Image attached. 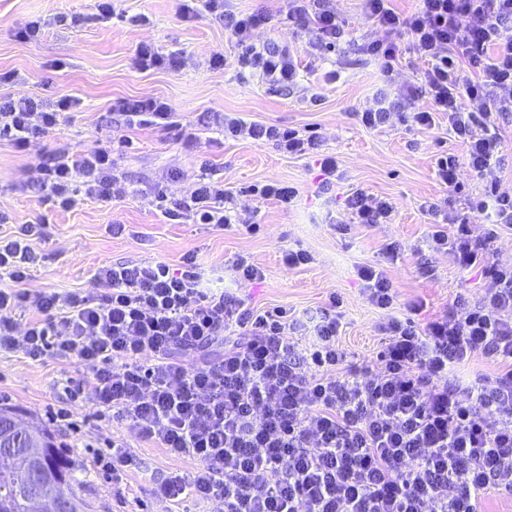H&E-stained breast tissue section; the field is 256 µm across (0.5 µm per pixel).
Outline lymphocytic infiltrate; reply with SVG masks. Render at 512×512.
I'll use <instances>...</instances> for the list:
<instances>
[{"instance_id": "lymphocytic-infiltrate-1", "label": "lymphocytic infiltrate", "mask_w": 512, "mask_h": 512, "mask_svg": "<svg viewBox=\"0 0 512 512\" xmlns=\"http://www.w3.org/2000/svg\"><path fill=\"white\" fill-rule=\"evenodd\" d=\"M229 0H183L182 18L220 22L238 46L237 65L271 85L289 87L298 75L286 47L259 45L256 29L269 14H242ZM289 19L312 33L316 44L335 45L342 35L329 0H286ZM365 18L379 30L366 51L385 77L409 40L426 67L421 83L396 100L379 95L359 115L370 130L391 117L423 128L437 117L465 149L449 156L437 175L450 192L460 189L458 168L485 180L468 211L486 218L471 235L466 218L431 203L432 250L461 268H482L491 290L476 306L457 300L450 315L419 322L422 304L393 315L397 293L383 270L360 266L368 303L388 311L377 330L386 344L374 364L350 366L340 348L336 296L315 324L287 308L264 310L245 299L204 288L193 255L172 270L162 261L102 262L86 292L33 291L27 283L38 261L33 240L46 239L47 220L12 226L0 234V349L32 360L49 355L75 359L90 377L71 392L116 418L173 456L200 463L192 482L167 477L154 493L179 503L194 495L223 503L224 512H481L491 489L512 492V264L494 260V243L512 235V194L490 171L501 160L499 115L512 112V0H417L410 13L391 0H362ZM427 105H420V98ZM79 101L0 97V140L19 149L54 133ZM112 110L130 127L179 128L161 97L119 98ZM225 139L275 144L289 155L316 149L317 135L249 121L227 113ZM112 150L53 148L28 186L52 210L80 201H109L127 188L113 173ZM232 192L203 170L193 189L154 198L172 221L192 220L233 229L224 210ZM311 337L298 354L293 335ZM195 354L186 364V354ZM476 357L498 370L463 386L453 366Z\"/></svg>"}]
</instances>
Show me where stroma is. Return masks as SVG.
<instances>
[{
    "label": "stroma",
    "mask_w": 512,
    "mask_h": 512,
    "mask_svg": "<svg viewBox=\"0 0 512 512\" xmlns=\"http://www.w3.org/2000/svg\"><path fill=\"white\" fill-rule=\"evenodd\" d=\"M343 35L331 47L313 46L304 28L280 11V0H232L234 10H262L272 16L255 33L257 42H277L294 51L300 68L295 86L272 87L258 78H246L237 65V47L223 25L203 16L180 15L179 0H119L111 20H97L98 0H0V73L15 72L14 81L1 84L0 94L53 98L64 91L81 101L69 114L59 135L48 136L22 151L0 140V212L24 223L40 213L49 215V237L36 241L42 261L28 282L30 289L67 291L88 288L100 263L163 261L179 267L184 255L196 258L206 287L244 297L253 306H284L304 316L319 315L330 295L342 302V329L338 343L350 362L375 361L385 344L377 324L386 313L371 306L361 293L357 268L367 264L384 268L398 295L396 311L408 315L412 303L424 302L420 315L427 321L449 314L457 299L481 301L491 288L481 270L459 268L447 254L428 246L429 218L425 205L447 198L449 212L461 211L465 196L479 193L483 182L461 168L462 193L447 194L435 173L439 155L463 158L465 150L449 136L445 125L433 129L390 120L370 130L356 114L369 107L377 90L398 95L419 84L425 64L403 49L392 80H385L366 45L377 32L365 19L359 0H332ZM59 13L87 16L83 26H56L35 42L18 38L29 21ZM150 18L137 25V14ZM154 44L160 51L184 59L175 70L140 71L133 63L138 44ZM225 64L210 67L213 55ZM316 86L319 102L302 95ZM167 99L181 122L197 135L186 150L174 134L152 128L127 127L111 110L120 97ZM204 112H238L249 120L316 131L317 153L284 155L273 143L225 140L222 132L198 126ZM129 147L117 155V173L130 190L112 202L83 201L65 212H47L43 201L29 191L27 180L57 141L77 150H91L120 140ZM335 156L340 176L323 186L320 162ZM208 162L235 191L233 206L242 222L258 225L257 233L225 232L191 221H168L153 202V190L163 186L179 198L193 187L201 162ZM271 180L294 187L292 203L281 205L249 194L248 188ZM357 189L387 199L393 213L383 224H355L345 234L335 223L347 219V197ZM126 224L130 233L115 236L109 227ZM393 241L403 246L396 262H387L383 249ZM287 249H302L311 263L290 268L283 264ZM249 255L264 271L257 282L234 277L237 255ZM88 376L75 360L49 357L33 361L22 354L0 350V408L13 409L22 425L40 423L79 470L83 481L74 492L85 512H168L150 487L177 473L192 480L199 463L175 457L142 439L124 422L98 417L94 406L71 401L67 384ZM119 442L133 452L135 469L113 480L93 465L96 449Z\"/></svg>",
    "instance_id": "stroma-1"
}]
</instances>
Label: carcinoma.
<instances>
[{"label": "carcinoma", "instance_id": "cac0c4a2", "mask_svg": "<svg viewBox=\"0 0 512 512\" xmlns=\"http://www.w3.org/2000/svg\"><path fill=\"white\" fill-rule=\"evenodd\" d=\"M41 445L37 460L22 451L7 466H0V512H38L32 499V486L38 477H48L70 496L71 512H84V502L73 493L72 485L82 483L72 462L56 448L50 432L40 426L30 428Z\"/></svg>", "mask_w": 512, "mask_h": 512}]
</instances>
